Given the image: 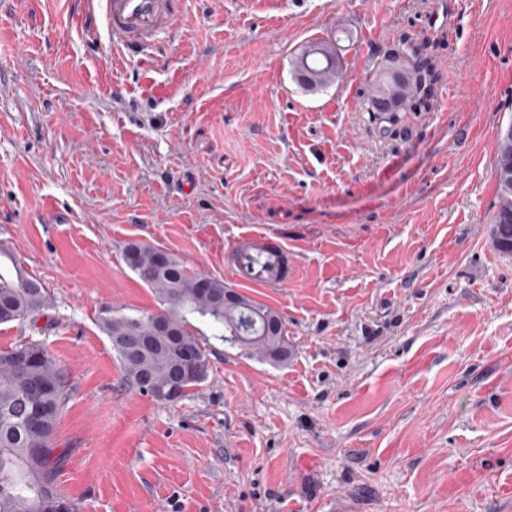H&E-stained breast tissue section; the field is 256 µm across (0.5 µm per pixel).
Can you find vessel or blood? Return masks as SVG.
<instances>
[{
	"instance_id": "vessel-or-blood-1",
	"label": "vessel or blood",
	"mask_w": 512,
	"mask_h": 512,
	"mask_svg": "<svg viewBox=\"0 0 512 512\" xmlns=\"http://www.w3.org/2000/svg\"><path fill=\"white\" fill-rule=\"evenodd\" d=\"M102 17L113 47L131 54L153 49L160 34L177 24L178 0H89ZM232 277L252 288H285L297 280V263L281 240L247 232L227 254Z\"/></svg>"
}]
</instances>
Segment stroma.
Here are the masks:
<instances>
[{
    "mask_svg": "<svg viewBox=\"0 0 512 512\" xmlns=\"http://www.w3.org/2000/svg\"><path fill=\"white\" fill-rule=\"evenodd\" d=\"M146 55L87 0H0V247L48 291L0 349L70 376L56 441L76 512H512V258L493 248L512 121V0H181ZM438 39L429 111L380 137L367 80L401 33ZM333 42L343 81L290 61ZM297 281L249 296L291 346L273 366L195 322L204 383L175 404L123 380L99 326L159 304L124 247L229 280L246 231ZM292 75L301 90L318 93L340 82L343 68L331 43L309 41L292 61Z\"/></svg>",
    "mask_w": 512,
    "mask_h": 512,
    "instance_id": "obj_1",
    "label": "stroma"
}]
</instances>
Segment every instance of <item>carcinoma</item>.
<instances>
[{
  "instance_id": "1",
  "label": "carcinoma",
  "mask_w": 512,
  "mask_h": 512,
  "mask_svg": "<svg viewBox=\"0 0 512 512\" xmlns=\"http://www.w3.org/2000/svg\"><path fill=\"white\" fill-rule=\"evenodd\" d=\"M438 42L402 33L379 61L369 83L368 121L383 137L400 134L410 112L433 105L439 75ZM299 88L318 93L340 82L343 68L331 43L309 41L292 61ZM494 176L498 196L491 227L496 250L512 257V121L496 140ZM124 261L150 288L157 312L125 314L102 310L99 325L108 336L124 380L162 403H177L207 378L205 350L189 329L190 318L205 319L215 335L247 355L270 364L288 361L291 351L279 314L224 281L191 274L176 256L158 247L129 243ZM11 271L0 270V324L33 321L49 309L51 298L40 282L27 277L19 260L0 250ZM161 317L172 334L156 335ZM68 375L44 344L22 340L0 350V512H73L57 482L66 450L56 443L65 406Z\"/></svg>"
}]
</instances>
